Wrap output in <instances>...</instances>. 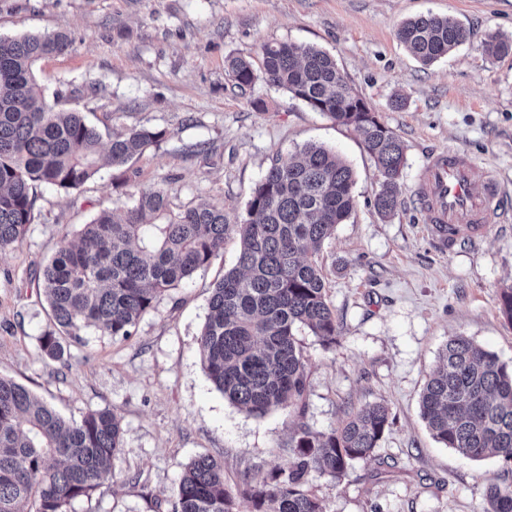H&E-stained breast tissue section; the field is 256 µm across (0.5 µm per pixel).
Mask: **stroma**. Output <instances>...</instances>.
Segmentation results:
<instances>
[{
	"mask_svg": "<svg viewBox=\"0 0 512 512\" xmlns=\"http://www.w3.org/2000/svg\"><path fill=\"white\" fill-rule=\"evenodd\" d=\"M433 13L470 32L430 66L397 41L399 24ZM66 33L67 52L43 59L48 100L81 113L103 141L130 129L164 131L125 166L104 168L79 190L39 186L25 239L0 252V376L27 387L65 418L109 409L120 419L114 473L71 512H175L182 466L198 455L224 462V480L254 481L288 468L294 431L337 428L348 412L383 401L392 413L373 456L342 480L313 476L326 512H484L488 484H512V463L475 461L437 443L419 410L426 376L448 337L463 335L512 365V323L499 310L512 286V216L475 245L443 251L414 201L426 158L450 151L490 169L512 202V54L482 52L488 34L512 38V0H0V37ZM313 45L329 53L379 121L406 147L401 203L381 216V178L354 128L257 79L240 92L231 56L261 44ZM405 97L404 108L391 105ZM336 151L353 169L356 205L318 261L339 336L297 338L309 360L298 405L256 417L208 379L196 339L211 285L236 264L239 238L181 288L164 294L133 336L63 337L64 357L39 348L50 328L39 288L61 237L100 211L123 214L138 192L161 188L172 209L204 198L245 212L273 159L306 144Z\"/></svg>",
	"mask_w": 512,
	"mask_h": 512,
	"instance_id": "1",
	"label": "stroma"
}]
</instances>
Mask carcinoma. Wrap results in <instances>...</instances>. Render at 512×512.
I'll return each instance as SVG.
<instances>
[{"mask_svg": "<svg viewBox=\"0 0 512 512\" xmlns=\"http://www.w3.org/2000/svg\"><path fill=\"white\" fill-rule=\"evenodd\" d=\"M396 38L430 66L463 45L468 32L457 21L428 14L403 21ZM69 46L61 32L0 37V252L25 238L36 185L77 190L103 165L120 168L164 136L132 129L105 148L81 113L50 103L37 64ZM483 50L498 57L512 52V41L492 34ZM261 66L271 86L360 133L381 176L374 206L392 215L400 204L405 145L378 121L335 59L314 46L276 42L262 45ZM228 67L241 91L253 86L251 61L231 57ZM300 154L270 165L240 218L203 199L174 211L164 190L145 189L122 217L101 211L77 240L63 237L43 269L55 329L41 336L42 352L61 359L60 336L83 328L129 338L164 293L221 256L234 231L237 264L213 285L197 338L204 370L225 399L258 416L299 401L308 360L297 332L308 329L325 347L339 333L316 255L355 208L351 166L319 144L305 145ZM419 408L438 443L472 460L512 462V366L473 340L453 336L442 346ZM389 425L388 406L376 402L329 432L301 427L289 443L288 469L260 483L245 473L233 490L222 461L193 458L182 470L176 512H326L310 477L342 479L354 462L373 454ZM121 433L108 409L67 421L25 386L0 376V512H70L73 501L112 477ZM485 501L484 512H512V486L489 485Z\"/></svg>", "mask_w": 512, "mask_h": 512, "instance_id": "carcinoma-1", "label": "carcinoma"}]
</instances>
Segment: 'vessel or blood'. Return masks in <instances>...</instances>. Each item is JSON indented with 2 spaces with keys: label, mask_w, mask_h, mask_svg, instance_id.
<instances>
[{
  "label": "vessel or blood",
  "mask_w": 512,
  "mask_h": 512,
  "mask_svg": "<svg viewBox=\"0 0 512 512\" xmlns=\"http://www.w3.org/2000/svg\"><path fill=\"white\" fill-rule=\"evenodd\" d=\"M505 192L488 169L461 162L452 152L432 154L419 177L417 200L430 215L426 227L441 250L479 243L488 225L499 223Z\"/></svg>",
  "instance_id": "b4317fda"
}]
</instances>
